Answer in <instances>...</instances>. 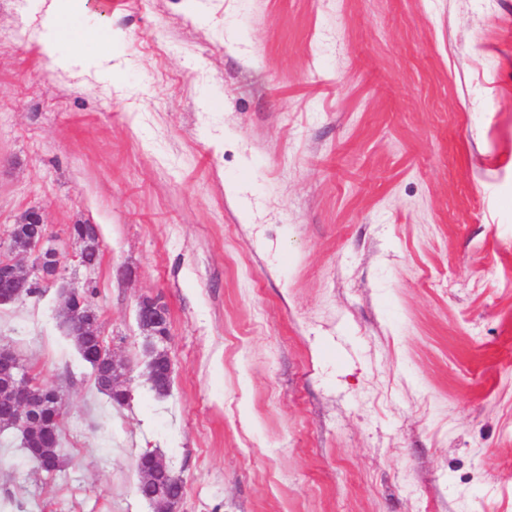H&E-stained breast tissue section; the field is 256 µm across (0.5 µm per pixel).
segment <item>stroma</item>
I'll list each match as a JSON object with an SVG mask.
<instances>
[{"label": "stroma", "instance_id": "1", "mask_svg": "<svg viewBox=\"0 0 512 512\" xmlns=\"http://www.w3.org/2000/svg\"><path fill=\"white\" fill-rule=\"evenodd\" d=\"M50 5L0 0V239L40 210L130 397L57 287L0 306L67 404L56 475L0 437V512H156L146 451L179 512H512V0H87L99 69L50 65ZM138 325L145 336V349L150 353L147 380L150 386L161 390L171 385L172 363L167 353L159 349L157 343L164 342L169 334V312L160 297H144L138 303ZM166 359L164 367L161 360ZM112 365L114 373V381L121 382L130 373V366L122 359H118L112 352V363L103 360L100 364L97 374H94V379L99 390L103 392L106 386H112ZM138 464L144 476H152L159 474L167 476H157L153 479L138 477L137 489L142 497H154L155 494L158 492L159 487H162L163 485L170 482L169 477L171 476H174V478L171 479V482L175 484H171L172 488L175 491H178L180 488L183 490V480L180 477L176 476L175 474H171V470L169 469L167 463L157 453L153 452L151 455L141 458L138 461Z\"/></svg>", "mask_w": 512, "mask_h": 512}]
</instances>
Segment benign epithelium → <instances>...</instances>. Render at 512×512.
<instances>
[{
  "label": "benign epithelium",
  "mask_w": 512,
  "mask_h": 512,
  "mask_svg": "<svg viewBox=\"0 0 512 512\" xmlns=\"http://www.w3.org/2000/svg\"><path fill=\"white\" fill-rule=\"evenodd\" d=\"M21 224H32L35 232L17 244L13 234L0 243V277L6 288L0 290V305L15 303L26 298V289L37 283L41 286L60 284L61 303L56 311L59 322L70 329H80L85 334H97L99 322L92 319L91 305L83 298L81 289L87 282L74 277L65 279L67 266L60 250L49 243L46 224L40 211L31 209L19 219ZM138 325L145 336V349L150 353L147 380L150 385L165 390L171 385L172 363L158 343L169 334V312L159 297H144L138 303ZM0 371L6 375L8 384L3 390L10 404V412L0 418L7 425L26 435L52 429L58 422L57 411L47 407L59 402L56 390L39 387L25 374L23 365L7 348L0 347ZM138 464L146 476L163 474L171 476L165 460L157 453L143 457Z\"/></svg>",
  "instance_id": "benign-epithelium-1"
}]
</instances>
